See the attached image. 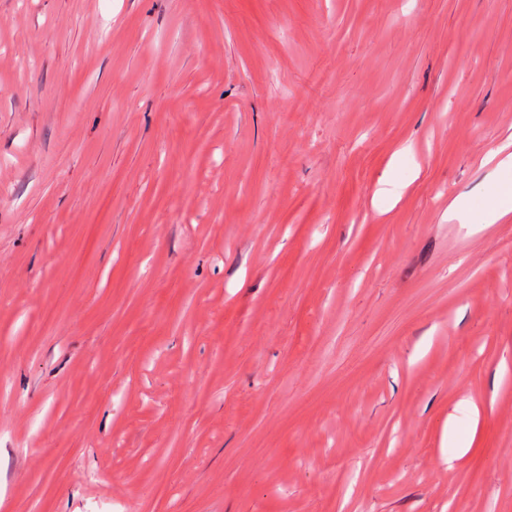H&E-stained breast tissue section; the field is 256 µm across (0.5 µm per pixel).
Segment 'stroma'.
Listing matches in <instances>:
<instances>
[{"label": "stroma", "instance_id": "35a3bbf8", "mask_svg": "<svg viewBox=\"0 0 512 512\" xmlns=\"http://www.w3.org/2000/svg\"><path fill=\"white\" fill-rule=\"evenodd\" d=\"M510 153L512 0H0V512H512ZM470 210L473 211L477 224H493L501 217L512 211V187L503 186L499 190L498 202L493 205H483L480 203H469Z\"/></svg>", "mask_w": 512, "mask_h": 512}]
</instances>
